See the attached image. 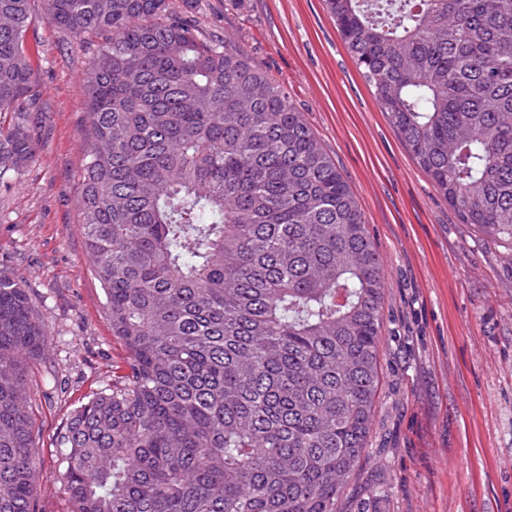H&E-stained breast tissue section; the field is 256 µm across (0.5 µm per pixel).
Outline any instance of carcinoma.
<instances>
[{
  "mask_svg": "<svg viewBox=\"0 0 512 512\" xmlns=\"http://www.w3.org/2000/svg\"><path fill=\"white\" fill-rule=\"evenodd\" d=\"M32 0H0V183L35 156ZM101 42L80 224L112 386L60 431L71 512H337L366 449L384 275L356 196L286 90L170 0H42ZM462 223L512 245V0H324ZM48 333L0 276V512H37L24 383Z\"/></svg>",
  "mask_w": 512,
  "mask_h": 512,
  "instance_id": "obj_1",
  "label": "carcinoma"
}]
</instances>
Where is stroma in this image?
<instances>
[{
    "label": "stroma",
    "instance_id": "obj_1",
    "mask_svg": "<svg viewBox=\"0 0 512 512\" xmlns=\"http://www.w3.org/2000/svg\"><path fill=\"white\" fill-rule=\"evenodd\" d=\"M28 40L41 88L35 158L0 186V273L46 325L27 375L40 512H70L57 433L112 383L126 350L79 224L92 47L47 22ZM194 19L283 86L354 192L384 264L380 384L367 450L338 512H512V247L461 223L380 112L323 0H199Z\"/></svg>",
    "mask_w": 512,
    "mask_h": 512
}]
</instances>
